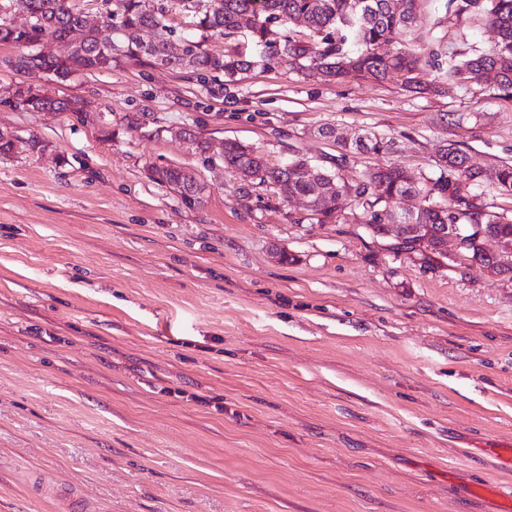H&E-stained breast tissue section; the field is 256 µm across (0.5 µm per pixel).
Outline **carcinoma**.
<instances>
[{
  "mask_svg": "<svg viewBox=\"0 0 512 512\" xmlns=\"http://www.w3.org/2000/svg\"><path fill=\"white\" fill-rule=\"evenodd\" d=\"M102 0L106 15L103 24L112 28L113 37L104 42L99 30L85 25L82 12L73 0H6L0 12L17 8L30 17L29 26L14 28L0 17V45L18 49L16 71H50L65 81L77 71H102L112 68L119 58L145 59L180 73L187 70L197 78L224 76L227 84L236 75L254 67L266 68L286 61L298 70L328 82H347L358 78L384 80L392 73L405 76L408 86L416 84L414 73L423 56L420 36L415 34L419 0ZM456 14L471 10L485 13L488 24L498 34L495 49L447 64L439 63V54L431 52V63L439 71V81L427 91L450 92L455 86L476 79L488 89L512 98V0H449ZM178 13L190 32L179 36L185 49L172 51L174 27L166 15ZM249 18V37L243 48L231 54L208 51V42L238 34L240 21ZM302 19L307 32L293 29ZM152 29L157 37L145 42L141 32ZM76 30L83 31L78 42L70 40ZM47 37L63 46L55 56H42L35 47ZM16 103L30 112L70 111L76 102L52 98L35 87L21 88ZM344 153L321 162L296 156L280 166L270 165L252 148L237 141L224 143L222 163L242 181L241 190L249 194L253 187L274 186L283 199L303 196L310 202V216L320 224L337 215L338 201L346 197L363 209L364 224L370 233L382 237V224H422L431 243L421 238L391 241L389 249L419 256L423 265L439 266L441 251L432 248L446 224H480L485 238L512 240V217L487 210L482 194L473 187L512 194V165L491 169L466 165L467 153L454 143L444 145L445 165L429 174H416L399 165L366 170L349 180L343 174L350 154H386L393 140L366 133L351 141L343 140ZM152 181L173 187L188 204L201 202L204 186L196 175L180 166L151 165ZM406 194L420 196L423 204L416 212L403 215L390 209L392 199ZM472 255L495 274L512 272V254L488 255L484 245L473 248Z\"/></svg>",
  "mask_w": 512,
  "mask_h": 512,
  "instance_id": "1",
  "label": "carcinoma"
}]
</instances>
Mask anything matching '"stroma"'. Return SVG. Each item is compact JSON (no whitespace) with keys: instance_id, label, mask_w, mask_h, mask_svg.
Returning <instances> with one entry per match:
<instances>
[{"instance_id":"1","label":"stroma","mask_w":512,"mask_h":512,"mask_svg":"<svg viewBox=\"0 0 512 512\" xmlns=\"http://www.w3.org/2000/svg\"><path fill=\"white\" fill-rule=\"evenodd\" d=\"M445 3L422 2L425 51L494 48L482 12ZM13 53L0 45V512H63L39 475L84 512H501L512 273L394 254L348 200L320 224L273 188L241 196L179 132L273 165L336 154L326 126L393 139L354 155L351 178L430 172L447 142L488 169L512 164V99L283 62L227 88L134 60L59 83L15 72ZM24 82L77 110L22 109ZM153 164L193 171L201 204Z\"/></svg>"}]
</instances>
